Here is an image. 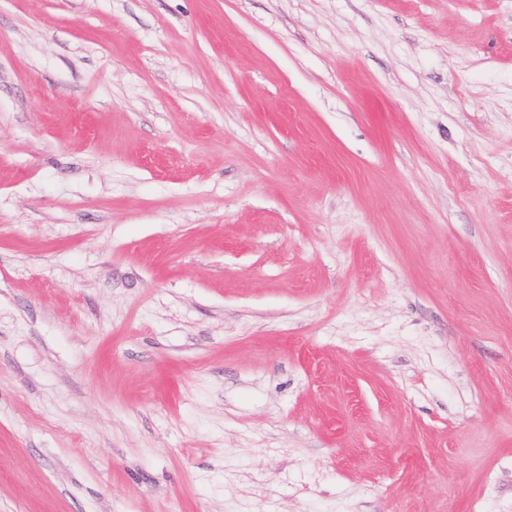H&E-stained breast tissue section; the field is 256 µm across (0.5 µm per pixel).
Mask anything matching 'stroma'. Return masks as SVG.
I'll return each instance as SVG.
<instances>
[{"instance_id": "35a3bbf8", "label": "stroma", "mask_w": 512, "mask_h": 512, "mask_svg": "<svg viewBox=\"0 0 512 512\" xmlns=\"http://www.w3.org/2000/svg\"><path fill=\"white\" fill-rule=\"evenodd\" d=\"M0 512H512V0H0Z\"/></svg>"}]
</instances>
